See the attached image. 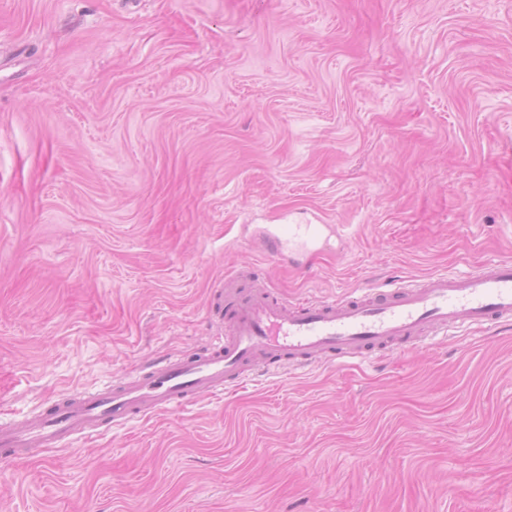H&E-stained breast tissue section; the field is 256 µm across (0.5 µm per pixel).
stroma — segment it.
<instances>
[{"label": "stroma", "mask_w": 512, "mask_h": 512, "mask_svg": "<svg viewBox=\"0 0 512 512\" xmlns=\"http://www.w3.org/2000/svg\"><path fill=\"white\" fill-rule=\"evenodd\" d=\"M281 224H318L269 259ZM512 260V0H0V426L289 301ZM0 512H512V323L254 373L0 464Z\"/></svg>", "instance_id": "stroma-1"}]
</instances>
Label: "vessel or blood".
<instances>
[{
  "mask_svg": "<svg viewBox=\"0 0 512 512\" xmlns=\"http://www.w3.org/2000/svg\"><path fill=\"white\" fill-rule=\"evenodd\" d=\"M240 278L241 285L224 291V334L207 350L163 358L137 377L68 396L0 428V461L35 448L63 447L101 427L189 404L203 393L222 394L245 383L260 364L305 366L376 350L406 351L451 327L512 320L511 259L407 287L298 304L254 274Z\"/></svg>",
  "mask_w": 512,
  "mask_h": 512,
  "instance_id": "1",
  "label": "vessel or blood"
}]
</instances>
